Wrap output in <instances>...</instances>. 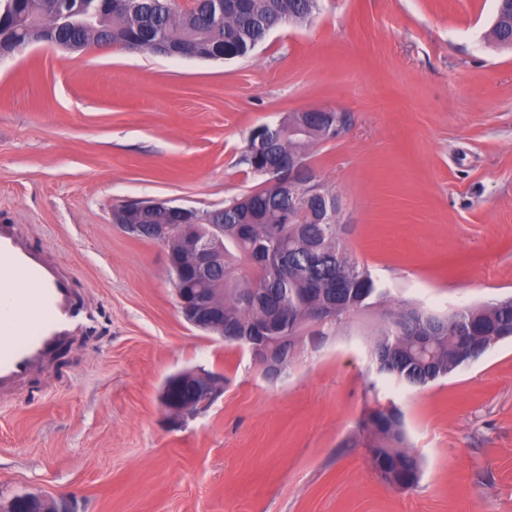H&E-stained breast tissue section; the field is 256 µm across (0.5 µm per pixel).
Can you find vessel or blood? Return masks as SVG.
Returning a JSON list of instances; mask_svg holds the SVG:
<instances>
[{
  "instance_id": "b4317fda",
  "label": "vessel or blood",
  "mask_w": 512,
  "mask_h": 512,
  "mask_svg": "<svg viewBox=\"0 0 512 512\" xmlns=\"http://www.w3.org/2000/svg\"><path fill=\"white\" fill-rule=\"evenodd\" d=\"M96 321L70 277L16 225L1 224L0 397L49 374L61 351Z\"/></svg>"
}]
</instances>
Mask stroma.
<instances>
[{"label": "stroma", "instance_id": "35a3bbf8", "mask_svg": "<svg viewBox=\"0 0 512 512\" xmlns=\"http://www.w3.org/2000/svg\"><path fill=\"white\" fill-rule=\"evenodd\" d=\"M497 0H321L248 55L34 44L0 60V224L18 225L100 315L42 390L0 400V502L64 494L75 512H512V338L421 388L371 360L381 312L303 339L275 378L181 316L163 248L112 210L206 211L259 190L251 132L347 113L312 166L341 236L389 292L445 314L512 295V48ZM224 377L179 426L159 401L184 369ZM402 412L418 485L385 483L361 428ZM492 35L497 44L512 46V0H498Z\"/></svg>", "mask_w": 512, "mask_h": 512}]
</instances>
